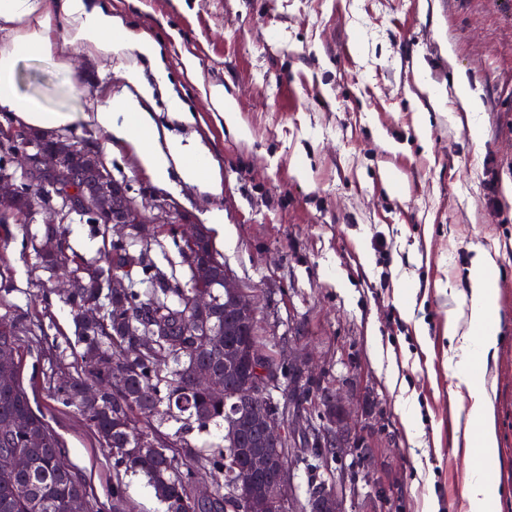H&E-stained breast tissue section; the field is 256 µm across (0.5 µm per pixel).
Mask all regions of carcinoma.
<instances>
[{
	"instance_id": "1",
	"label": "carcinoma",
	"mask_w": 512,
	"mask_h": 512,
	"mask_svg": "<svg viewBox=\"0 0 512 512\" xmlns=\"http://www.w3.org/2000/svg\"><path fill=\"white\" fill-rule=\"evenodd\" d=\"M20 143L0 144V176L9 174ZM67 168L47 171L39 163L15 177L18 192L12 211L30 212L35 206H52L56 200L48 185L33 187L35 181L66 182ZM66 223L79 219L101 237L97 257L80 258L76 269L81 284L66 301L75 313V337L81 351L76 376L57 387L58 396L74 407L89 427L112 450L113 496L124 499L126 475H142L164 506V512H253L242 497V485L250 478L245 460L258 454L273 460L276 469L287 467L288 448L266 443L261 432L236 400H225L196 391L191 384L195 367H208L224 380L231 391L248 375L249 364L266 359L271 377L287 381L282 397L291 402L302 398L320 382L304 381L292 388L297 378L294 363L275 359L264 352L259 336L256 307L239 308L220 318L218 312L233 307L231 294L211 289L212 311L195 312L189 297L193 283H182L164 272L152 259L157 236L144 240L129 237L114 240L108 224L87 204L65 211ZM43 270H50L77 256L70 248L55 253L37 249L41 239L30 236ZM182 262L188 268L208 263L211 280L224 278V262L208 236L194 246L182 244ZM122 275L128 287L117 291L111 278ZM144 284L146 288L135 287ZM90 305L101 308L95 321L85 317ZM0 357L19 358L16 336L22 328L0 318ZM20 364L9 367L10 383L0 387V512H67L74 493L88 498L86 487L64 464L59 438L43 416L35 413L19 379ZM95 385L99 396L85 398L84 389ZM224 421V448L203 453L184 437L171 439L160 431L169 421L182 423L188 432L196 427ZM22 455L28 467L18 469L13 458ZM214 472L224 473V491L197 498L196 486ZM302 512H336V490L313 482Z\"/></svg>"
}]
</instances>
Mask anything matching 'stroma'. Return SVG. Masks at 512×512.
<instances>
[{
  "label": "stroma",
  "mask_w": 512,
  "mask_h": 512,
  "mask_svg": "<svg viewBox=\"0 0 512 512\" xmlns=\"http://www.w3.org/2000/svg\"><path fill=\"white\" fill-rule=\"evenodd\" d=\"M136 31L156 39L169 82L195 112L188 136L208 149L224 191L156 186L121 143L83 122L73 140L127 182L148 219L167 200L202 226L224 267L251 295L266 352L303 358L329 388L376 418L374 468L355 484L347 512H447L463 497L473 456L457 430L458 381L448 369V312L468 288L479 248L497 251L499 339L486 380L496 417L512 420V0H111ZM199 70L188 76L182 59ZM466 82L482 105L472 135L456 93ZM220 83L250 141L212 112L201 88ZM22 95L46 109L84 106L121 92L120 61L72 52L19 64ZM396 150H388L386 140ZM401 178L382 182V169ZM496 171L501 212L486 205ZM224 214L223 228L208 222ZM33 224L0 223L10 285L0 316L40 323L18 338L20 380L49 422L64 462L83 479L91 512H113V460L79 413L54 392L74 376V315L57 279L38 271L25 245ZM417 289L413 312L401 282ZM399 386H392V378ZM414 400V422L401 414ZM486 463L498 512H512V430ZM387 502L365 499L369 483Z\"/></svg>",
  "instance_id": "35a3bbf8"
}]
</instances>
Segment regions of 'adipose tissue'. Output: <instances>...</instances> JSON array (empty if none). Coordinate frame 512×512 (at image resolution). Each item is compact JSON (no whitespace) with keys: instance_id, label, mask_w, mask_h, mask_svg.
Segmentation results:
<instances>
[{"instance_id":"adipose-tissue-1","label":"adipose tissue","mask_w":512,"mask_h":512,"mask_svg":"<svg viewBox=\"0 0 512 512\" xmlns=\"http://www.w3.org/2000/svg\"><path fill=\"white\" fill-rule=\"evenodd\" d=\"M0 109L14 113L24 124L67 126L76 120L91 124L102 136L126 146L155 185L172 187L174 180L219 195L224 176L209 151L197 141L161 128L147 108L156 92H163L169 117L187 127L195 122L190 107L169 91L160 44L136 32L123 16L103 0H0ZM80 50L95 59L123 63L124 89L85 105L81 111H47L22 96L16 86L19 61L68 56ZM493 255L478 251L468 271V291L462 306L448 312V368L466 387L458 398L457 420L465 431L466 446L480 456L470 470L463 493L465 512H494L488 493L485 460L498 452L495 415L485 383L476 379L498 347V293L490 275Z\"/></svg>"}]
</instances>
